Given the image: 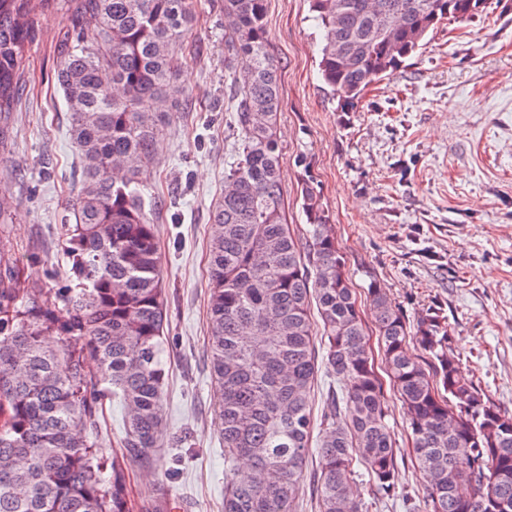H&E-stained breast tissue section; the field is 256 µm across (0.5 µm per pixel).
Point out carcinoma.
Masks as SVG:
<instances>
[{
  "mask_svg": "<svg viewBox=\"0 0 512 512\" xmlns=\"http://www.w3.org/2000/svg\"><path fill=\"white\" fill-rule=\"evenodd\" d=\"M489 0H310L323 33L319 71L343 109L414 54L443 21ZM65 15L56 78L79 159L65 247L76 277L53 292L0 261V512H167L164 496L134 499L127 466L153 462L165 428L162 360L167 299L142 175L159 126L177 108L175 48L196 21L191 0H0V121L20 101L37 13ZM267 0H224V111L240 134L211 211L207 353L223 422V512H298L319 431V512H370L399 489L398 448L383 383L345 259L312 176L301 183L307 238L287 224L275 119L278 66ZM369 314L404 406L427 485L422 512H512V412L448 354L440 309L409 324L372 280ZM62 303L68 316L56 315ZM324 354L313 344L311 305ZM60 336L58 348L45 336ZM414 336L422 359L409 353ZM347 381L313 414L318 364ZM125 408L120 454L93 442L105 398ZM238 458L251 469L233 467ZM367 497L352 489L356 465Z\"/></svg>",
  "mask_w": 512,
  "mask_h": 512,
  "instance_id": "cac0c4a2",
  "label": "carcinoma"
}]
</instances>
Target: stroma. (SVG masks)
Here are the masks:
<instances>
[{"label":"stroma","mask_w":512,"mask_h":512,"mask_svg":"<svg viewBox=\"0 0 512 512\" xmlns=\"http://www.w3.org/2000/svg\"><path fill=\"white\" fill-rule=\"evenodd\" d=\"M221 4L193 0L197 21L177 56L182 106L157 138L144 196L168 298L166 428L188 439L158 449L156 459L179 461L168 497L182 512H220L224 499L222 425L206 351L210 211L238 144L224 118ZM266 22L279 64L288 223L299 235L307 228L303 158L357 294L377 280L412 323L440 306L453 329L452 354L512 411V0L444 22L345 112L319 74L322 35L309 0H268ZM65 25L56 11L37 16L21 105L0 143V190L10 196L0 241L21 274L36 265L51 271L47 288L67 283L65 226L79 190L67 105L54 80ZM384 395L401 487L371 512H407L408 503H422L425 481L401 404L392 389ZM124 419L111 397L98 423L103 455L121 452Z\"/></svg>","instance_id":"obj_1"}]
</instances>
